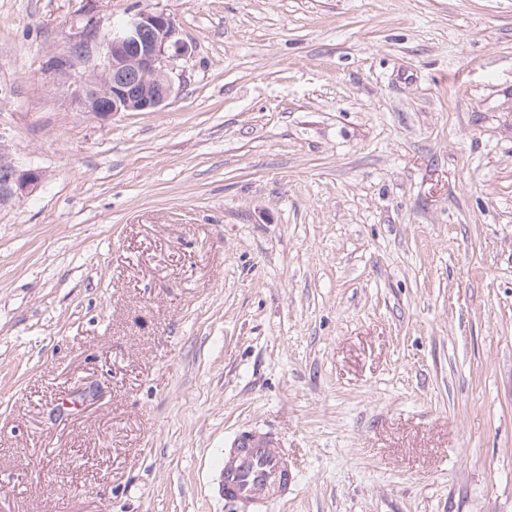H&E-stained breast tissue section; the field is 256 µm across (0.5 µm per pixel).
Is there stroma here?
<instances>
[{"label":"stroma","mask_w":512,"mask_h":512,"mask_svg":"<svg viewBox=\"0 0 512 512\" xmlns=\"http://www.w3.org/2000/svg\"><path fill=\"white\" fill-rule=\"evenodd\" d=\"M170 15L157 112L55 55ZM0 512H512V0H0ZM97 34L93 29L87 30L83 39L73 44L67 51L57 56L53 63V69L60 76L70 75L75 67L90 56L92 42ZM42 183V174L37 169H23L8 157L4 145L0 144V205L31 195ZM242 436L233 448H225L218 461L219 489L224 504L262 512L268 504L288 498L296 482L288 453L269 437Z\"/></svg>","instance_id":"stroma-1"}]
</instances>
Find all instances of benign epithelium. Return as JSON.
<instances>
[{
	"mask_svg": "<svg viewBox=\"0 0 512 512\" xmlns=\"http://www.w3.org/2000/svg\"><path fill=\"white\" fill-rule=\"evenodd\" d=\"M96 37V31L87 30L82 40L55 58L54 71L70 74L90 56ZM104 41L100 63L80 81V104L102 120L120 112H156L164 107L174 92L167 59L189 51L176 39L174 20L163 12L140 10L113 27ZM41 183L39 170L18 167L0 144V205L34 193Z\"/></svg>",
	"mask_w": 512,
	"mask_h": 512,
	"instance_id": "benign-epithelium-1",
	"label": "benign epithelium"
}]
</instances>
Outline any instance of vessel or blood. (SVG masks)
<instances>
[{
    "mask_svg": "<svg viewBox=\"0 0 512 512\" xmlns=\"http://www.w3.org/2000/svg\"><path fill=\"white\" fill-rule=\"evenodd\" d=\"M218 466L225 504L253 512H265L271 502L287 499L296 482L287 451L262 434L225 449Z\"/></svg>",
    "mask_w": 512,
    "mask_h": 512,
    "instance_id": "obj_1",
    "label": "vessel or blood"
}]
</instances>
